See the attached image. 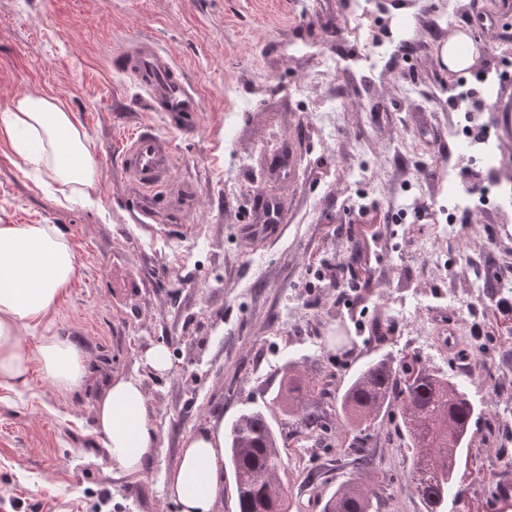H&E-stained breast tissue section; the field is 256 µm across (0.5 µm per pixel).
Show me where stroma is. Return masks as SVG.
<instances>
[{
    "mask_svg": "<svg viewBox=\"0 0 512 512\" xmlns=\"http://www.w3.org/2000/svg\"><path fill=\"white\" fill-rule=\"evenodd\" d=\"M503 0H0V110L37 90L60 98L93 145L100 184L93 203L60 205L20 171L0 143V224H56L80 263L27 344L56 336L75 342L92 371L63 392L31 375L0 387V512H178L165 479L185 439L211 421L262 408L276 430L289 497L319 472L318 498L345 480L384 486L375 512H424L405 482L411 452L391 405L364 434L372 467L352 470L351 440L330 408L361 367L416 356L461 376L478 407L459 461L461 495L448 512H497L512 485V456L485 445L489 423L512 406V339L481 318L499 299L495 281L512 276V207L462 224L465 252L448 241L438 265L414 241L439 219L449 168L463 167L450 134L449 91L457 78L437 61L455 9L477 42L475 80L512 62V27L491 23ZM150 40L203 103L193 131L171 129L133 81L124 53ZM336 61L322 73L318 61ZM149 130L171 140L172 174L193 196L171 220L159 189L156 219H133L137 191L121 147ZM294 142L290 177L269 167ZM371 185L365 206L388 211L370 243L376 289L359 300L347 280L319 282L310 252L332 264L357 256L348 203ZM288 213L279 236L248 240L261 221L260 195ZM428 202V212L415 208ZM483 293L457 325L462 349L436 355L412 333L435 335L449 294ZM165 346L173 368L151 374L145 355ZM309 381L305 403L326 414V440L309 469L293 444L302 432L273 409L287 368ZM137 374L152 409L157 452L138 475H116L93 432L103 382Z\"/></svg>",
    "mask_w": 512,
    "mask_h": 512,
    "instance_id": "35a3bbf8",
    "label": "stroma"
}]
</instances>
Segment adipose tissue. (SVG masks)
<instances>
[{"instance_id":"1","label":"adipose tissue","mask_w":512,"mask_h":512,"mask_svg":"<svg viewBox=\"0 0 512 512\" xmlns=\"http://www.w3.org/2000/svg\"><path fill=\"white\" fill-rule=\"evenodd\" d=\"M0 142L14 152L22 171L38 186H52L60 203L88 201L98 190L92 146L64 103L27 92L0 112ZM78 271L65 231L55 224H0V385L22 386L32 373L71 391L90 379L87 360L73 342L41 337L27 346L23 336L53 311ZM94 431L112 466L142 473L156 452L157 433L143 383L135 375L104 383L94 407ZM224 471V433L207 427L183 443L168 492L179 512H218Z\"/></svg>"}]
</instances>
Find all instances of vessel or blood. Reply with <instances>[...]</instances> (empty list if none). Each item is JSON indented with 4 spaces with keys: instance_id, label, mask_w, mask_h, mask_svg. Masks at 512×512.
Segmentation results:
<instances>
[{
    "instance_id": "1",
    "label": "vessel or blood",
    "mask_w": 512,
    "mask_h": 512,
    "mask_svg": "<svg viewBox=\"0 0 512 512\" xmlns=\"http://www.w3.org/2000/svg\"><path fill=\"white\" fill-rule=\"evenodd\" d=\"M140 87L150 96L157 111L166 114L179 130L197 127L200 102L196 93L176 77L171 61L147 40L135 43L127 52ZM121 157L130 180L139 189V223L154 216L156 190L165 184L172 169V146L168 139L149 131L133 134L125 142Z\"/></svg>"
}]
</instances>
